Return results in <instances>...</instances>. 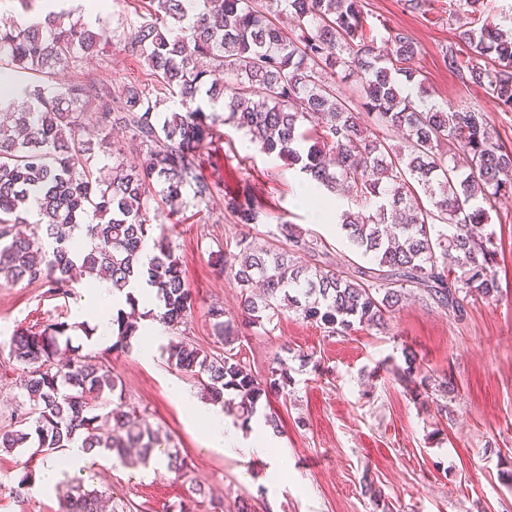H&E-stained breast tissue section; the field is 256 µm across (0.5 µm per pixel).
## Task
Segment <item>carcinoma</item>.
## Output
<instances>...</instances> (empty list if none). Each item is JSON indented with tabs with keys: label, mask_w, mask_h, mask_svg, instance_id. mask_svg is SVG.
<instances>
[{
	"label": "carcinoma",
	"mask_w": 512,
	"mask_h": 512,
	"mask_svg": "<svg viewBox=\"0 0 512 512\" xmlns=\"http://www.w3.org/2000/svg\"><path fill=\"white\" fill-rule=\"evenodd\" d=\"M49 12L38 22L0 27V277L45 281L68 298L83 280L109 276L123 292L143 277L162 304L158 320L171 330L187 323L195 297L180 258L164 234L153 236L147 200L153 190L168 215L192 198L208 202L217 187L200 177L197 159L223 118V105L248 141L324 190L352 193L357 210L339 215L354 249L374 266L340 271L323 260L324 244L291 224L278 225L277 244L243 236L226 246L223 268L240 288L242 315L263 327L286 302L303 319L332 334L354 325L383 328L415 289L459 317L471 299L498 300L499 281L487 207L512 195V150L501 146L482 112H449L424 98L410 67L419 48L404 30L367 26L363 0H146L125 45L143 57L155 85L123 86L46 78L74 71L97 51L106 31L64 22ZM467 51L443 53L449 72L488 85L512 111V29L466 26ZM353 87L350 96L340 84ZM102 131L117 127L124 143L82 137L84 113ZM400 144L394 146L390 138ZM143 160H126L129 148ZM112 165L96 166V149ZM224 208L240 224L259 211L227 196ZM153 254L141 261L147 242ZM112 319L109 351L125 353L141 312ZM209 318L224 353L188 342L166 349L176 370L196 378L208 401L252 418L258 404L294 384L278 365L256 378L234 352V327L224 309ZM83 323L55 321L20 329L10 359L22 366L16 425L0 431V448H30V457H56L80 443L87 453L124 465H149L161 437L145 416L127 407L110 366L70 345ZM166 469L188 472L178 449ZM104 491L66 481L60 512H100Z\"/></svg>",
	"instance_id": "cac0c4a2"
}]
</instances>
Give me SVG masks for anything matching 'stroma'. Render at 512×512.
Returning <instances> with one entry per match:
<instances>
[{
	"instance_id": "35a3bbf8",
	"label": "stroma",
	"mask_w": 512,
	"mask_h": 512,
	"mask_svg": "<svg viewBox=\"0 0 512 512\" xmlns=\"http://www.w3.org/2000/svg\"><path fill=\"white\" fill-rule=\"evenodd\" d=\"M364 5L375 31L398 27L417 43L413 67L432 101L451 111L485 113L500 142L512 149V112L502 111L486 86L462 83L442 59L464 23L511 27L512 0H484L478 15L461 0H433L424 13L405 9L402 0H364ZM99 18L109 36L75 70V79L116 87L153 84L143 61L113 34L117 24L129 27L136 19L128 0H111ZM244 140L233 123L217 125L202 151L201 173L220 195L200 205L188 203L177 222L163 226L196 297L187 323L156 337H139L127 353H106L97 338L80 332L71 338L81 354L106 355L123 383L127 405L145 413L161 437L180 449L190 472L180 478L163 467L143 469L115 460L90 469L85 487L106 492L121 512H167L197 485L205 493L195 512H213L218 501L224 512H236L242 498L255 512H512V196L489 210L498 301H470L465 316L457 318L412 294L386 329L356 325L333 336L295 311H282L272 332L244 327L236 344L260 378L278 359L288 361L295 385L270 401L280 419L277 448L266 455L222 452L211 448L204 427L190 420L173 386L196 402L204 397L196 379L168 364L165 348L186 339L221 352L208 311L223 305L229 320L239 319L241 311L240 290L217 259L228 242L246 233L268 237L287 222L324 242L338 269L365 262L337 227L313 221L297 198L301 174L276 155L243 149ZM228 194L251 200L260 223H236L224 210ZM89 296L83 285L67 299L40 283L0 284V430L10 427L23 374L9 356L13 330L78 321ZM409 351L417 370L415 385L408 387L395 371L404 367ZM444 380L453 387L445 399L436 391ZM29 457L26 449L0 451V512H59L56 491L14 493Z\"/></svg>"
}]
</instances>
